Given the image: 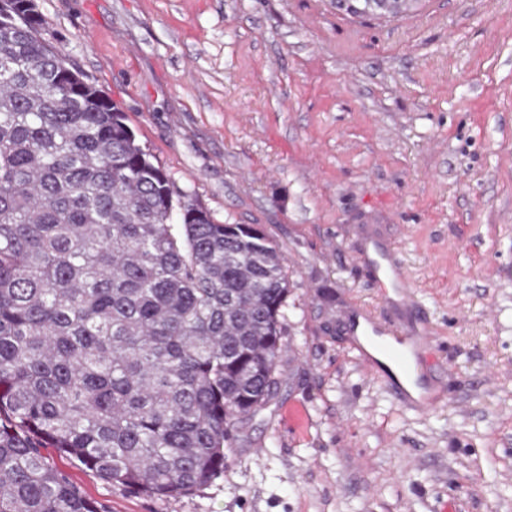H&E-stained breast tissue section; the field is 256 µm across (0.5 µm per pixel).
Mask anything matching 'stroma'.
<instances>
[{"mask_svg":"<svg viewBox=\"0 0 512 512\" xmlns=\"http://www.w3.org/2000/svg\"><path fill=\"white\" fill-rule=\"evenodd\" d=\"M53 45L217 224L283 250L272 394L224 473L160 499L44 454L101 512H512V0H36ZM399 248L443 362L423 416L359 358V254Z\"/></svg>","mask_w":512,"mask_h":512,"instance_id":"35a3bbf8","label":"stroma"}]
</instances>
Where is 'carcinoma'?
Instances as JSON below:
<instances>
[{
    "label": "carcinoma",
    "mask_w": 512,
    "mask_h": 512,
    "mask_svg": "<svg viewBox=\"0 0 512 512\" xmlns=\"http://www.w3.org/2000/svg\"><path fill=\"white\" fill-rule=\"evenodd\" d=\"M43 31L0 0V512H98L43 448L184 496L271 394L285 257L177 191Z\"/></svg>",
    "instance_id": "cac0c4a2"
}]
</instances>
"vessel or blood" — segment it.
Instances as JSON below:
<instances>
[{
    "label": "vessel or blood",
    "instance_id": "1",
    "mask_svg": "<svg viewBox=\"0 0 512 512\" xmlns=\"http://www.w3.org/2000/svg\"><path fill=\"white\" fill-rule=\"evenodd\" d=\"M362 257L373 271V281L385 307L397 309L413 304L408 275L389 241L373 239L371 249L363 251ZM344 321L351 335L364 337L377 348L379 356L369 366L382 374L398 401L424 416L444 406L443 397L425 392V355L433 343L429 332H417L401 322L380 319L356 306L348 308Z\"/></svg>",
    "mask_w": 512,
    "mask_h": 512
}]
</instances>
